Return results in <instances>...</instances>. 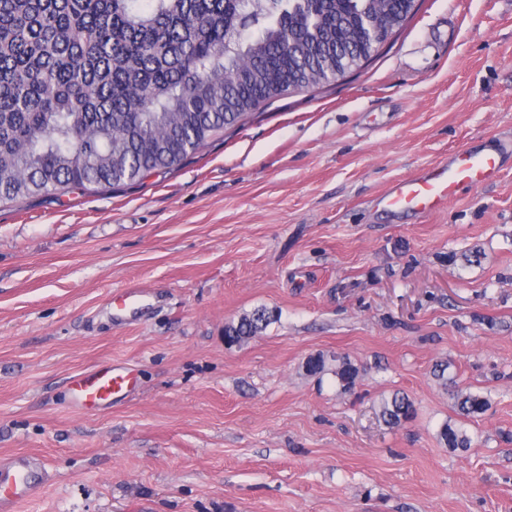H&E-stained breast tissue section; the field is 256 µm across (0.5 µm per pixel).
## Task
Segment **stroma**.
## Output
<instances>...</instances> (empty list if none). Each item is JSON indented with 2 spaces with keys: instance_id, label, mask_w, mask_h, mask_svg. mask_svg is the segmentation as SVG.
Returning a JSON list of instances; mask_svg holds the SVG:
<instances>
[{
  "instance_id": "stroma-1",
  "label": "stroma",
  "mask_w": 512,
  "mask_h": 512,
  "mask_svg": "<svg viewBox=\"0 0 512 512\" xmlns=\"http://www.w3.org/2000/svg\"><path fill=\"white\" fill-rule=\"evenodd\" d=\"M507 137L512 0H424L367 67L179 169L1 208L0 459L52 476L20 512H512V163L420 222L372 204ZM125 288L148 298L120 323ZM318 354L359 368L351 393L306 374ZM441 360L490 400L466 450L437 437ZM98 364L137 385L79 409ZM397 391L416 415L390 427ZM141 296L142 291L138 289L113 292L109 300L110 306L112 307V314L117 317H122L124 314L134 309ZM271 321L266 309L254 310L251 314H244L236 324H230L226 329V337L231 344H243L264 329ZM416 409L413 401L407 394L397 392L381 399L379 404V417L384 424L390 427L401 426L415 416Z\"/></svg>"
}]
</instances>
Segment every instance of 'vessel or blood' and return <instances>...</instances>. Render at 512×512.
<instances>
[{"mask_svg":"<svg viewBox=\"0 0 512 512\" xmlns=\"http://www.w3.org/2000/svg\"><path fill=\"white\" fill-rule=\"evenodd\" d=\"M512 151V143L500 142L496 149H468L449 155L447 161L420 175L394 182L375 204L393 214L409 213L425 218L439 211L460 188L476 187L495 180L502 157ZM138 289L112 293L110 305L120 317L134 309L141 297ZM127 372L113 366L74 375L70 390L74 405L86 410L103 409L114 395L128 391ZM44 485L41 465L23 457L0 460V512H19L20 506L38 496Z\"/></svg>","mask_w":512,"mask_h":512,"instance_id":"1","label":"vessel or blood"}]
</instances>
